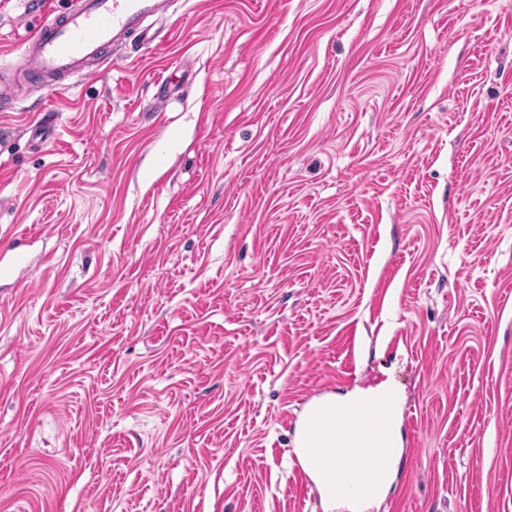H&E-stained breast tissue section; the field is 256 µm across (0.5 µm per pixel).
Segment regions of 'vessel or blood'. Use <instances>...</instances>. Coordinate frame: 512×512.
Listing matches in <instances>:
<instances>
[{
  "mask_svg": "<svg viewBox=\"0 0 512 512\" xmlns=\"http://www.w3.org/2000/svg\"><path fill=\"white\" fill-rule=\"evenodd\" d=\"M167 0H80L77 7L53 15L22 42L21 70L25 90L41 93L76 75L88 74L91 64L109 60L112 50L130 35L153 44L142 29L147 16L164 11ZM386 411L363 404L333 424L335 442L312 459V466L337 460L338 492L365 493L367 474L383 468Z\"/></svg>",
  "mask_w": 512,
  "mask_h": 512,
  "instance_id": "vessel-or-blood-1",
  "label": "vessel or blood"
}]
</instances>
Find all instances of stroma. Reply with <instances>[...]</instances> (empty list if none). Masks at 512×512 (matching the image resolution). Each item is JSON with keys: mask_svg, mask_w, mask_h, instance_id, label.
Masks as SVG:
<instances>
[{"mask_svg": "<svg viewBox=\"0 0 512 512\" xmlns=\"http://www.w3.org/2000/svg\"><path fill=\"white\" fill-rule=\"evenodd\" d=\"M71 2L0 0V76ZM150 24L0 112V512H324L300 416L387 384L368 512H512V0Z\"/></svg>", "mask_w": 512, "mask_h": 512, "instance_id": "35a3bbf8", "label": "stroma"}]
</instances>
